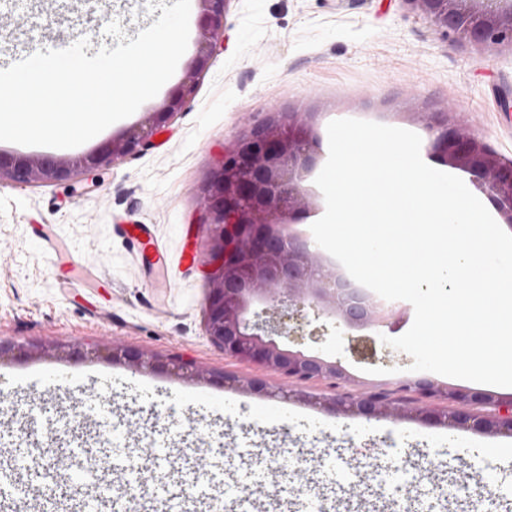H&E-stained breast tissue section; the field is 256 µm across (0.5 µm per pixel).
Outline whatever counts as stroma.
<instances>
[{
    "instance_id": "1",
    "label": "stroma",
    "mask_w": 512,
    "mask_h": 512,
    "mask_svg": "<svg viewBox=\"0 0 512 512\" xmlns=\"http://www.w3.org/2000/svg\"><path fill=\"white\" fill-rule=\"evenodd\" d=\"M201 10L192 5L191 40L181 66L158 94L97 140L121 136L156 110L182 81L195 54ZM13 22L11 41L27 51L61 49L87 38L91 50L116 47L106 26L120 22L136 38L158 15L148 0H112L101 14L96 0H5L0 17ZM307 114L328 155L327 125L354 118L423 133L425 113L460 121L501 158L512 160V50L483 49L444 38L404 0H229L224 37L193 98L140 152L112 168L72 183L0 184V341L17 342L29 358L0 360V391L8 409L0 418V449L26 454L15 472L18 485L58 493L51 479L54 454L41 452L48 430H59L56 448L67 459H106L114 434L133 433L135 469L170 471L191 482L201 467L223 459L256 481L281 457L300 460L293 477L342 487L357 471L388 496L399 489L390 473L417 464L422 448H437L426 474L428 489L441 492L444 472L494 470L504 489L496 512H512V436L488 437L469 430L431 427L410 417L416 406L444 407V400L402 389L413 378L411 357L382 343L390 327L407 332L409 302L398 300L374 329H347L322 317L323 334L304 337L299 350L339 362L347 380L299 382L226 357L203 330L208 283L203 261L209 240L200 205L209 173L224 148L281 114ZM149 224L162 249L163 266L149 271L152 255L133 251L113 225ZM52 225L70 256L45 254L32 225ZM115 338L154 360L180 362L176 377L136 369L105 358L75 360L64 349L91 350ZM44 364L64 365L74 377L102 373L105 390L64 395L33 383ZM265 380L269 393L219 386L222 377ZM353 393L379 396L387 413L372 419L335 415L311 397ZM177 398L189 406L188 423L205 419L214 433L203 444L169 430L164 405ZM359 430L374 455L358 457L345 429ZM495 454H481L488 440Z\"/></svg>"
}]
</instances>
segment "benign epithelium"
Here are the masks:
<instances>
[{
  "label": "benign epithelium",
  "mask_w": 512,
  "mask_h": 512,
  "mask_svg": "<svg viewBox=\"0 0 512 512\" xmlns=\"http://www.w3.org/2000/svg\"><path fill=\"white\" fill-rule=\"evenodd\" d=\"M201 8L196 53L182 82L145 124L108 140L90 153L68 159L29 157L0 152V183H55L82 179L111 168L116 161L148 143L160 124L182 110L209 65L216 39L224 32L229 0H197ZM445 36L480 47L512 49V0H405ZM432 154L441 163L471 177L512 227V161H505L471 131L429 119L425 123ZM318 140L298 112L282 114L261 125L224 151L210 174L201 208L210 248L205 260L208 293L205 336L224 355L266 371L300 380L348 376L335 362L281 347L274 337L304 336L308 314L333 316L349 329L379 325L364 289L339 268L324 263L309 244L289 231L310 210L304 181L317 162ZM264 305L261 311L254 310ZM112 360L131 367L159 368L139 351L110 346ZM404 388L440 396L448 408L418 407L413 416L430 426L479 433L512 434V397L410 379ZM325 407L342 415L372 418L387 407L372 395L337 398ZM486 412L477 413L475 409Z\"/></svg>",
  "instance_id": "1"
}]
</instances>
